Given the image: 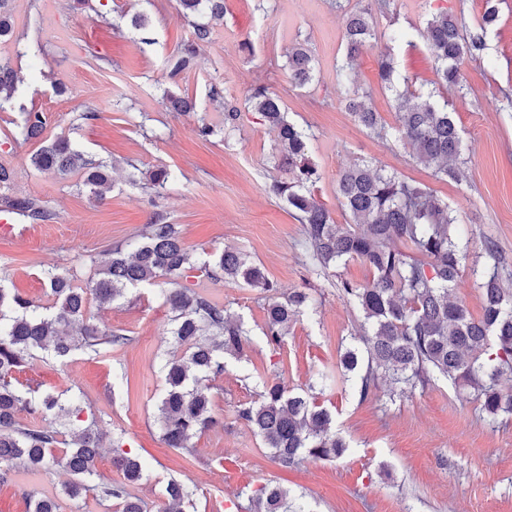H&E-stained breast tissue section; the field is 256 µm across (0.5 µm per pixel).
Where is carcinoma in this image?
Here are the masks:
<instances>
[{
	"instance_id": "carcinoma-1",
	"label": "carcinoma",
	"mask_w": 512,
	"mask_h": 512,
	"mask_svg": "<svg viewBox=\"0 0 512 512\" xmlns=\"http://www.w3.org/2000/svg\"><path fill=\"white\" fill-rule=\"evenodd\" d=\"M178 2L186 16H224V0ZM497 2L485 0V10L472 28L446 10L427 20L426 42L435 62L434 89L410 94L409 79L396 73L393 58L382 55L377 60L379 79L397 97L398 137L413 160L432 168L438 179H459L465 164L452 104L439 99L438 87L463 89V64L486 56V34L498 20ZM344 28L346 52L336 76L346 89L345 108L366 129L386 138L389 132L357 85L359 52L377 36L371 8L345 11ZM193 29L194 42L169 60L172 78L194 65L197 48L210 39L208 24L195 21ZM287 65L293 85L303 87L314 80V58L306 42L289 48ZM17 82L14 69L0 62V111L12 103ZM246 101L277 135L279 164L288 180L275 183L272 191L304 224L312 265L324 272L358 260L372 273L361 285L340 281L342 293L360 310L362 321L353 336L354 345L340 356L339 374L358 377L363 399L384 376L410 390L439 376L472 391L487 417L512 416V393L498 388V378L512 373V285L499 272L501 255L496 245L490 240L484 245L486 263L479 283L483 306L481 316L475 318L463 304L450 299L467 248L455 240L456 217L448 202L426 187L363 161L343 170L336 180V198L349 217L348 223L336 224L312 190L321 179L308 152L313 134L289 121L279 97L265 86L254 87ZM22 115L16 136L24 141L39 137L47 126L45 113L31 110ZM30 161L38 170L59 175L84 170L83 185L88 197L97 202L111 186L107 165L84 157L67 137L46 142ZM4 203L33 221L53 218L31 198L6 197ZM197 269L216 282L244 283L269 293L262 334L274 347L284 345L293 323L310 304L309 294L302 290L284 297L274 295L275 286L261 268L234 249L227 248L197 265L184 248L177 225L160 213L151 217L131 254L112 250L85 287H74L64 273H45L52 299L40 311L30 300L0 286V482L17 467L62 468L72 475L62 485L69 498L95 489L98 431L88 426L74 433L71 447L55 454L57 432L21 426L16 415L20 411L32 416L69 413V405L53 395L31 397L35 389L20 390L13 376L36 350L49 351L62 361L75 349L96 352L103 345L125 343L122 334L103 333L91 322L87 316L90 295L101 304L113 303L131 287L161 286L164 302L173 313V334L183 348L171 352L161 366L166 389L157 411L163 440L170 448L188 450L191 440L215 423L210 381L224 372L225 356L246 357L251 339L243 322L224 306L183 283ZM262 387L259 398L242 405L237 415L282 468L295 467L306 459L334 460L348 450L331 411L312 404L305 392L289 390L276 380H265ZM112 462L127 482L141 480L143 468L137 458L117 452ZM101 492L119 499L121 512H144L142 503L121 486L105 485ZM167 493L175 512H183L185 506L197 512L194 492L171 483ZM252 509L307 512L303 503L291 500L288 491L278 485L264 486L252 499Z\"/></svg>"
}]
</instances>
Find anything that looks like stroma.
<instances>
[{"label": "stroma", "mask_w": 512, "mask_h": 512, "mask_svg": "<svg viewBox=\"0 0 512 512\" xmlns=\"http://www.w3.org/2000/svg\"><path fill=\"white\" fill-rule=\"evenodd\" d=\"M10 8L14 36L0 41V60L17 71L19 82L11 108L0 112V166L11 174L9 196L39 200L53 218L18 219L14 235L0 236L1 287L47 303L45 271L73 272L84 285L112 249L131 250L150 216L161 212L177 225L197 262L234 248L261 267L278 295L300 289L311 297L277 348L261 333L263 291L216 283L201 272L187 279V286L240 317L252 340L246 358L226 359L214 378L217 424L194 438L188 451L167 447L157 422L163 391L158 368L175 344L171 315L156 287L129 289L102 306L90 302L100 328L123 334L125 344L102 354L80 349L61 362L38 351L16 377L20 389L63 394L80 407L77 416L46 418L59 440L90 424L98 429L106 449L97 459L96 483L122 482L112 466L119 447L142 464V479L127 490L144 512L168 507L166 488L173 481L194 490L198 512H248L252 497L271 482L300 498L309 512H512V418L490 421L472 395L443 378L394 399L383 379L365 400L357 380L324 381L360 320L338 283L362 284L371 274L356 260L334 276L312 273L303 226L271 190L286 178L274 134L260 114L243 108L247 90L263 85L280 97L290 121L311 129L310 156L321 174L316 194L335 223L347 221L336 179L362 160L448 201L471 260L451 296L480 316L482 291L472 264L480 263L489 240L512 261V0H503L499 21L487 33L486 59L468 62L464 91L449 94L468 159L456 181L436 179L401 140L370 134L345 110L336 80L345 40L334 0H224L223 18L210 22V41L194 66L174 79L167 61L193 38L177 0H11ZM439 9L470 26L483 0H389L386 9L372 12L378 36L360 52L358 84L386 129L398 126V111L376 61L391 54L414 89L429 88L435 75L424 30ZM135 12L148 16L145 31L132 28ZM393 29L406 41H387ZM303 40L315 56L317 77L296 87L288 79L286 53ZM214 87L222 100L211 98ZM168 93L192 98L194 112L171 111ZM228 104L242 109L235 130L198 137V124L223 126ZM86 106L96 119L82 118ZM25 109L46 114L41 138H14ZM60 135L111 166L112 187L103 202L89 200L79 172L62 177L31 165L43 142ZM135 167L147 177L167 170L166 189L155 194L132 182ZM265 378L311 389L319 403L334 408L347 452L333 461L281 468L237 417L240 404L257 400ZM67 478L61 470L15 469L0 483V512H27L32 494L56 498L60 512H116V500L95 491L76 501L63 497Z\"/></svg>", "instance_id": "1"}]
</instances>
